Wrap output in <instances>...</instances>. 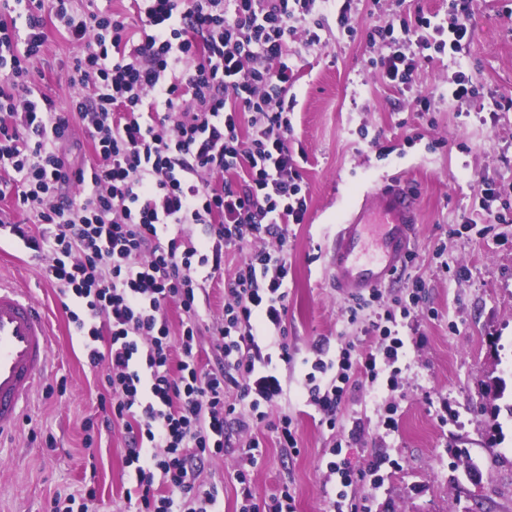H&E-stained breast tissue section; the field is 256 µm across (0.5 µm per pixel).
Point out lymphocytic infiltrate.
Wrapping results in <instances>:
<instances>
[{
    "label": "lymphocytic infiltrate",
    "mask_w": 512,
    "mask_h": 512,
    "mask_svg": "<svg viewBox=\"0 0 512 512\" xmlns=\"http://www.w3.org/2000/svg\"><path fill=\"white\" fill-rule=\"evenodd\" d=\"M69 3L0 0V199L13 197L36 218L16 223L0 210V230L46 258L43 274L71 303L66 314L84 339L87 365L106 370L103 423L128 435L137 512H217L219 491L199 474L235 435L238 512H294L285 490L258 503L251 471L260 443L250 433L288 391L275 364L288 357V238L308 210L289 90L296 39L321 41L323 0H132V24ZM20 6L22 28L13 19ZM47 10L84 45L66 114L34 90ZM472 15L473 0H450L446 20L420 14L370 29L369 43L388 49L379 60L387 83L412 89L426 50L462 55ZM75 119L93 145L89 170L66 153ZM75 183L76 199L67 191ZM185 224L205 225V240H185ZM232 248L244 256L224 283L214 328L224 363L213 368L198 360L200 309L206 282ZM424 288L414 279L363 339L311 363L299 392L329 429L352 373L396 387L406 355L397 319L418 308ZM172 304L187 315L176 332L165 314ZM229 388L238 404L225 402ZM342 453L334 444L327 463L341 485L331 512H371L352 488L380 464L357 469Z\"/></svg>",
    "instance_id": "f902f5d3"
}]
</instances>
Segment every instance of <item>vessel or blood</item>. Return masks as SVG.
Returning a JSON list of instances; mask_svg holds the SVG:
<instances>
[{"instance_id": "obj_1", "label": "vessel or blood", "mask_w": 512, "mask_h": 512, "mask_svg": "<svg viewBox=\"0 0 512 512\" xmlns=\"http://www.w3.org/2000/svg\"><path fill=\"white\" fill-rule=\"evenodd\" d=\"M417 199L400 178L369 193L339 224L329 265L343 297L353 298L395 278L410 251ZM53 333L41 306L0 281V435L17 429L47 372Z\"/></svg>"}]
</instances>
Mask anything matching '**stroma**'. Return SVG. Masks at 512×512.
<instances>
[{"label":"stroma","mask_w":512,"mask_h":512,"mask_svg":"<svg viewBox=\"0 0 512 512\" xmlns=\"http://www.w3.org/2000/svg\"><path fill=\"white\" fill-rule=\"evenodd\" d=\"M355 36L336 30L325 15L321 43L301 46L292 116L294 145L308 191V212L293 225L289 248L285 325L290 361L281 372L291 387L257 431L258 463L251 479L258 499L289 489L296 512H328L339 486L326 467L329 450L342 441L353 467L377 459L379 480L358 492L372 512H512V417L492 415L495 386L512 398V223L490 224L474 200L479 181L512 196V0H478L473 36L452 64L439 56L419 68L416 84L429 91L464 69L478 84L462 104L435 101L431 111L400 92L374 66L382 49L366 33L400 15L446 17L448 0H354ZM42 56L33 63L36 87L58 111L70 109L69 79L82 46L54 23L45 27ZM399 176L418 199L419 223L404 266L382 290L392 305L415 278L427 284L417 313L399 332L407 366L392 395L375 394L359 382L342 406L341 431L320 422L296 387L303 360L329 358L360 338L368 322L344 314L329 258L336 226L365 192ZM241 254L227 250L207 285L208 315L201 326L199 360H216L213 326L224 313V282ZM0 279L29 290L44 304L53 330L51 367L32 396L13 437L0 441V512H48L58 493L77 496L95 489L89 512H125L124 493L135 484L124 462L122 426L91 434L105 412L99 397L104 369L85 363L83 340L69 322L40 262L10 242L0 243ZM395 416L397 427L382 426ZM292 421L296 451L281 448L275 422ZM237 455L206 463L201 479L217 485L223 512H236Z\"/></svg>","instance_id":"1"}]
</instances>
